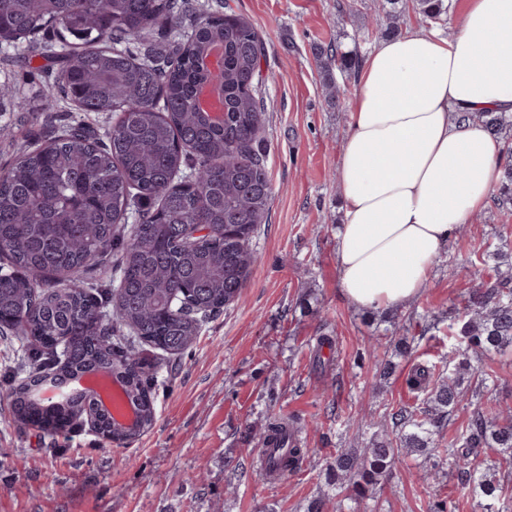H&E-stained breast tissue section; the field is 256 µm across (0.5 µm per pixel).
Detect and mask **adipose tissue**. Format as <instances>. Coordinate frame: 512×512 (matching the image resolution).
Returning a JSON list of instances; mask_svg holds the SVG:
<instances>
[{
  "instance_id": "adipose-tissue-1",
  "label": "adipose tissue",
  "mask_w": 512,
  "mask_h": 512,
  "mask_svg": "<svg viewBox=\"0 0 512 512\" xmlns=\"http://www.w3.org/2000/svg\"><path fill=\"white\" fill-rule=\"evenodd\" d=\"M512 0H466L455 36L421 29L363 61L339 177L336 267L346 300L377 312L417 298L451 235L488 203L504 143L463 112H512Z\"/></svg>"
}]
</instances>
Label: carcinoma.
<instances>
[{
  "label": "carcinoma",
  "instance_id": "obj_1",
  "mask_svg": "<svg viewBox=\"0 0 512 512\" xmlns=\"http://www.w3.org/2000/svg\"><path fill=\"white\" fill-rule=\"evenodd\" d=\"M401 0H381L378 21L398 31ZM422 22L449 13L452 0H415ZM186 0H0V34L14 44L37 37L61 53L54 83L80 112L115 115L104 138L80 124L20 152L0 170V251L12 272L0 274V341H17L27 355L26 375L14 380L9 399L16 428L46 425L47 409L35 387L89 371H105L122 385L127 401L143 412V430L155 420L160 359L181 356L196 343L201 317L239 298L251 278V243L267 222L273 187L260 130L265 43L254 25L226 8L201 12L185 27ZM178 34L157 51L152 36ZM138 41L136 48L129 41ZM224 48L221 90L224 118L211 121L197 92L212 80L205 59ZM315 63L342 104L334 72L355 75L358 49L320 47ZM504 141L496 202L512 223V113L466 112ZM197 172L189 184L182 168ZM137 223L126 224L128 214ZM204 224L209 235L183 239L184 225ZM117 257V287L75 288L70 282L107 273ZM496 278L464 296V317L448 336L464 345L445 358L446 371L415 365L408 378L424 392L422 404L394 412L391 427L367 447L338 448L327 468L328 485L357 510L394 476L402 452L433 457L435 435L466 400L477 379L470 423L450 443L448 466L460 475L484 512H512V407L496 395L497 378L478 373L473 361L512 351V250L508 240L490 246ZM178 294L183 305L170 306ZM65 435L96 416L112 430L93 395L61 389L56 398ZM489 448L499 456L487 461ZM309 449L290 444L278 456L258 449V469L280 479L295 473Z\"/></svg>",
  "mask_w": 512,
  "mask_h": 512
}]
</instances>
